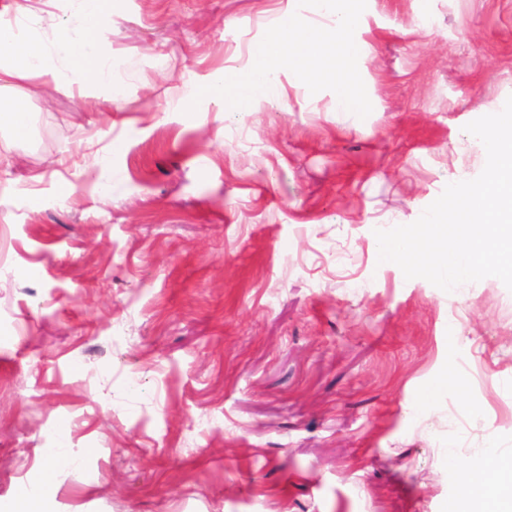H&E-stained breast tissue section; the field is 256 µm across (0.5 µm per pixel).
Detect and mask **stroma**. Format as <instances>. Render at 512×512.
<instances>
[{"instance_id": "stroma-1", "label": "stroma", "mask_w": 512, "mask_h": 512, "mask_svg": "<svg viewBox=\"0 0 512 512\" xmlns=\"http://www.w3.org/2000/svg\"><path fill=\"white\" fill-rule=\"evenodd\" d=\"M297 0H112L83 35L123 85L20 82L0 135V499L50 512H450L449 456L512 449V290L379 262L486 163L512 96V0H367L372 111L284 71L233 112L187 83L252 66ZM110 189L88 180L90 168ZM45 503L39 493H30L21 500H0L1 512H45Z\"/></svg>"}]
</instances>
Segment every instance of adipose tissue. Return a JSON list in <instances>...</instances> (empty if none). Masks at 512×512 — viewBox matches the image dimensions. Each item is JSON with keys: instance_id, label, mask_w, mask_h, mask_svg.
<instances>
[{"instance_id": "obj_1", "label": "adipose tissue", "mask_w": 512, "mask_h": 512, "mask_svg": "<svg viewBox=\"0 0 512 512\" xmlns=\"http://www.w3.org/2000/svg\"><path fill=\"white\" fill-rule=\"evenodd\" d=\"M66 25L51 40L18 37L0 30V114L7 116L13 134L27 128V110L22 98L12 96L15 82L33 77L62 87L101 85L114 88V62L80 35L108 11L109 0H68ZM506 450L491 448L477 459L456 464L462 501L475 507L496 501L494 486L485 480L487 471L500 466Z\"/></svg>"}]
</instances>
